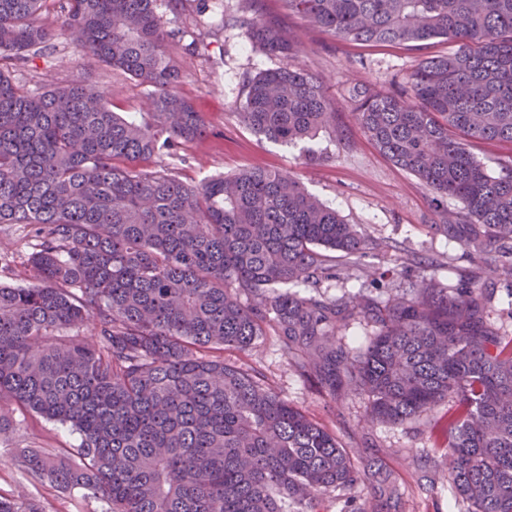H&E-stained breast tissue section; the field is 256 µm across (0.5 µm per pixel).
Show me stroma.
I'll use <instances>...</instances> for the list:
<instances>
[{
	"instance_id": "35a3bbf8",
	"label": "stroma",
	"mask_w": 512,
	"mask_h": 512,
	"mask_svg": "<svg viewBox=\"0 0 512 512\" xmlns=\"http://www.w3.org/2000/svg\"><path fill=\"white\" fill-rule=\"evenodd\" d=\"M244 5L245 0H190L185 10L176 13L167 0H158L161 26L181 35L180 41L168 47L184 75L178 91L202 113L209 133L186 144L180 155L156 159L155 169L168 170L196 185L251 167L293 173L311 193L370 237L398 243L408 256L433 259V266L416 268L417 276L454 287L461 271L473 268L474 263L465 247L449 241L436 225L443 212L460 211L461 202L451 196L435 202L423 182L379 152L355 115L354 87L401 93L407 76L427 57V49L359 47L285 14L280 0H262V10L300 41L298 63L322 78L336 114L335 129L282 145L254 134L239 117L248 80L286 64L285 59L253 50L244 30L224 26V17ZM11 76L34 91L53 83L84 81L106 89L116 112L142 111L146 100L143 85L115 74L91 53L76 50L62 34L55 40L53 54L30 56L24 65L12 69ZM26 252L22 228L0 224V255L12 260L10 268H0V283L24 284ZM393 265L388 256L368 257L361 278H337L325 283L319 293L329 300L355 295L362 288L382 294L388 281L378 271ZM224 360L262 373L267 385L283 399L335 434L359 467L394 481L399 492L396 512H466V503L450 487L448 463L425 420L400 427L364 423L362 399L351 396L342 404L331 403L313 378L295 369L278 337L271 334L246 351L225 349ZM0 413L12 423L10 433L0 437V495H23L40 512H105L101 500L80 489L51 488L18 459L22 448L74 450L79 443L77 433L7 402L0 404Z\"/></svg>"
}]
</instances>
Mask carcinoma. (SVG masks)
Returning <instances> with one entry per match:
<instances>
[{
  "label": "carcinoma",
  "instance_id": "1",
  "mask_svg": "<svg viewBox=\"0 0 512 512\" xmlns=\"http://www.w3.org/2000/svg\"><path fill=\"white\" fill-rule=\"evenodd\" d=\"M226 20L253 49L301 44L249 0ZM323 32L367 47L448 44L410 76L407 100L357 92L377 149L462 211L436 229L478 260L454 288L406 276L386 297L327 300L379 243L291 174L247 168L187 184L137 165L206 136L177 93L178 37L157 0H68L69 42L149 87L144 111L114 112L81 81L29 92L0 67V224L27 229L29 286L0 284V403L79 433L67 450L23 448L31 474L80 488L108 512H315L370 480L336 436L257 374L224 362L267 330L338 403L365 399L364 421L392 427L452 403L442 429L450 484L467 512H512V333L491 317L512 279V160L494 177L472 141L512 144V0H281ZM46 0H0V61L52 45ZM240 118L292 144L336 125L321 81L295 67L247 85ZM372 328L353 350L338 333ZM95 322L97 340L81 327ZM0 512H39L0 495Z\"/></svg>",
  "mask_w": 512,
  "mask_h": 512
}]
</instances>
